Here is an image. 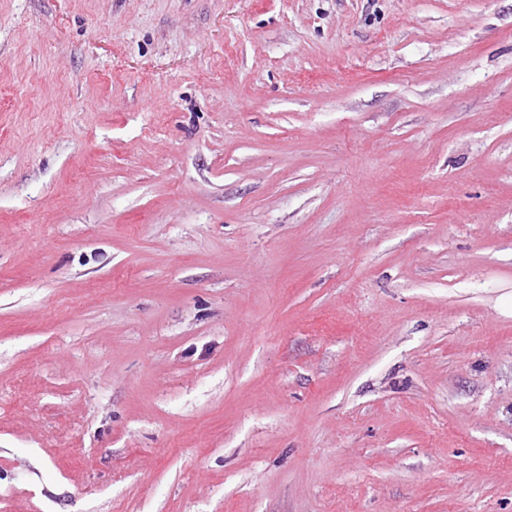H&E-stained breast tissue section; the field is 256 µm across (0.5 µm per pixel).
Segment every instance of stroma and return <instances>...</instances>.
<instances>
[{
    "label": "stroma",
    "mask_w": 512,
    "mask_h": 512,
    "mask_svg": "<svg viewBox=\"0 0 512 512\" xmlns=\"http://www.w3.org/2000/svg\"><path fill=\"white\" fill-rule=\"evenodd\" d=\"M0 512H512V0H0Z\"/></svg>",
    "instance_id": "1"
}]
</instances>
